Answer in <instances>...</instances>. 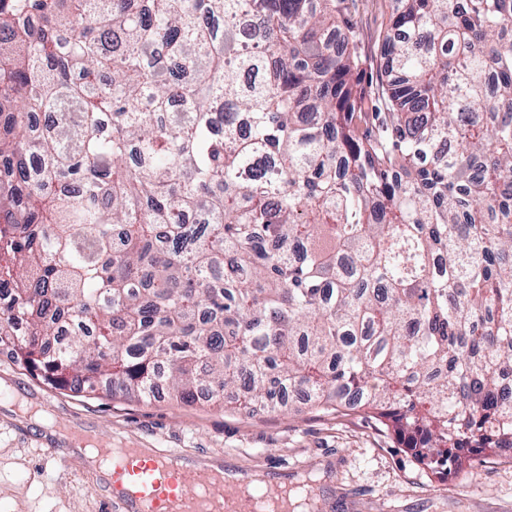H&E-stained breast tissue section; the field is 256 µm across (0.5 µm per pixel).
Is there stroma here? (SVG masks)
<instances>
[{"label":"stroma","mask_w":512,"mask_h":512,"mask_svg":"<svg viewBox=\"0 0 512 512\" xmlns=\"http://www.w3.org/2000/svg\"><path fill=\"white\" fill-rule=\"evenodd\" d=\"M391 0H356L351 15L362 38V84L378 82ZM88 432L91 446L169 448L197 458L222 454L224 465L287 480L309 512H512V457L463 455L439 478L416 461L411 442L359 410H312L292 402L277 412L246 414L205 403L185 406L158 393L148 402L122 395L56 390L0 349V512H102L95 477L70 455L60 430ZM41 430L67 456L59 469Z\"/></svg>","instance_id":"1"}]
</instances>
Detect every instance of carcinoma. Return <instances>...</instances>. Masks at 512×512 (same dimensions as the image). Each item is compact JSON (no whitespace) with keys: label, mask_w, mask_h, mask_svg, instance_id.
I'll use <instances>...</instances> for the list:
<instances>
[{"label":"carcinoma","mask_w":512,"mask_h":512,"mask_svg":"<svg viewBox=\"0 0 512 512\" xmlns=\"http://www.w3.org/2000/svg\"><path fill=\"white\" fill-rule=\"evenodd\" d=\"M131 2L0 0V344L512 448V0H395L369 135L348 0Z\"/></svg>","instance_id":"1"}]
</instances>
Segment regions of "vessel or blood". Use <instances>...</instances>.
I'll return each mask as SVG.
<instances>
[{
    "label": "vessel or blood",
    "instance_id": "b4317fda",
    "mask_svg": "<svg viewBox=\"0 0 512 512\" xmlns=\"http://www.w3.org/2000/svg\"><path fill=\"white\" fill-rule=\"evenodd\" d=\"M100 456L110 463L97 482L104 512H281L279 500L247 474L228 485L223 472L170 450L144 456L136 448H104Z\"/></svg>",
    "mask_w": 512,
    "mask_h": 512
}]
</instances>
